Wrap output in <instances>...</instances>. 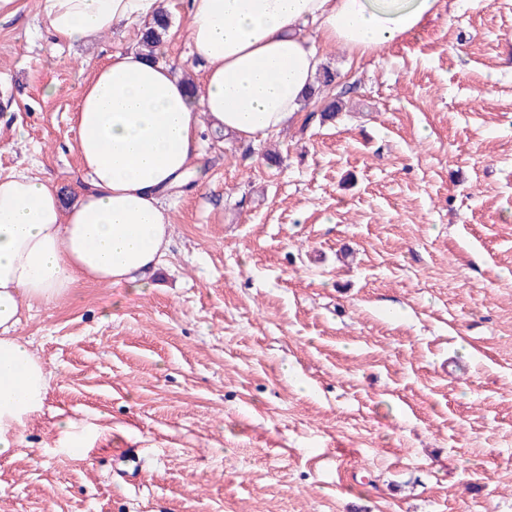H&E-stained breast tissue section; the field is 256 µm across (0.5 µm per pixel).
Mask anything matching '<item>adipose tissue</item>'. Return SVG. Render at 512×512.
I'll list each match as a JSON object with an SVG mask.
<instances>
[{"label":"adipose tissue","instance_id":"ef3b65f1","mask_svg":"<svg viewBox=\"0 0 512 512\" xmlns=\"http://www.w3.org/2000/svg\"><path fill=\"white\" fill-rule=\"evenodd\" d=\"M162 0H41L49 30L87 42L152 19ZM440 0H189L188 38L206 64L189 94L170 65L115 52L82 86L75 111L83 185L63 206L57 183L0 178V457L44 407L51 373L17 331L24 307L81 283L133 285L169 248V191L200 177L204 126L250 141L300 111L320 50L352 54L401 40Z\"/></svg>","mask_w":512,"mask_h":512}]
</instances>
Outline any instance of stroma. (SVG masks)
<instances>
[{"label": "stroma", "mask_w": 512, "mask_h": 512, "mask_svg": "<svg viewBox=\"0 0 512 512\" xmlns=\"http://www.w3.org/2000/svg\"><path fill=\"white\" fill-rule=\"evenodd\" d=\"M443 2L382 50L322 49L334 82L280 132L205 128L150 287L24 310L52 376L0 512H512V0ZM164 5L156 57L200 81L187 0ZM142 33L71 45L40 0L0 10V177L75 200L79 90Z\"/></svg>", "instance_id": "1"}]
</instances>
